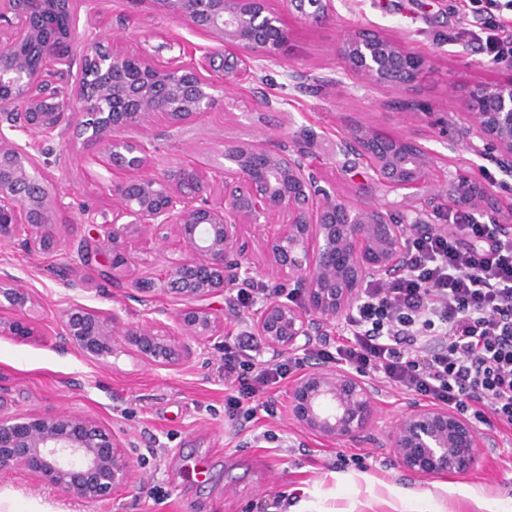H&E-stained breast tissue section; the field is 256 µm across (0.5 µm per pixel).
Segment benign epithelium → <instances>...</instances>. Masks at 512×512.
Returning <instances> with one entry per match:
<instances>
[{
    "mask_svg": "<svg viewBox=\"0 0 512 512\" xmlns=\"http://www.w3.org/2000/svg\"><path fill=\"white\" fill-rule=\"evenodd\" d=\"M150 3L166 16L187 21L216 38L221 48L201 64L162 62L146 52L118 55L92 22L79 31L82 0H39L44 18L63 14L68 29L48 41L36 70L14 64L0 69V244L29 252L88 250L53 231L56 211L67 208L97 228V244L118 281L135 265L133 238L169 229L184 254L157 276L129 281L149 317L140 324L72 304L60 317L58 336L88 362L98 363L126 346L144 364L170 368L188 362L192 343L224 335V317L206 300L231 293L256 276L280 281L293 303L268 297L251 317L256 335L279 356H292L316 336H328L371 282L402 269L408 233L422 215L449 208L496 212L488 187L459 171H443L435 184L436 153L413 136H390L368 125L347 127L329 142L336 164H358L368 180L345 199L286 139H242L224 144L223 161L155 166L149 148L153 118L165 116L182 134L212 110L217 91H230L249 73L256 57L274 59L288 42L282 12L270 0H129ZM300 20L325 25L336 19L335 0H288ZM45 36V27L0 9V56ZM81 50L80 77L65 84L73 48ZM345 70L366 83L411 86L430 67L424 54L396 39L354 27L334 48ZM511 72L503 81L475 85L459 98L467 115L448 136V147L492 151L496 165L512 174V58L499 63ZM224 75L216 84L211 73ZM103 153L113 170L112 216L87 200L64 202L62 179L47 174L39 157L46 144L70 135ZM223 190L221 202L213 199ZM404 192L407 213L396 215L389 195ZM258 229L264 262L253 261V243L243 234ZM170 295V313L155 298ZM39 302L21 279L0 271V336L41 335ZM372 380L336 367H317L293 385L289 408L299 425L336 441L363 436L376 424ZM399 463L423 477L439 478L478 467L480 449L494 440L456 411L416 405L388 433ZM23 468L67 495L95 502L132 483L134 465L112 431L97 419L67 412H0V470Z\"/></svg>",
    "mask_w": 512,
    "mask_h": 512,
    "instance_id": "7a95c632",
    "label": "benign epithelium"
}]
</instances>
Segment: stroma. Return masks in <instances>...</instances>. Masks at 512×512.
<instances>
[{
    "instance_id": "35a3bbf8",
    "label": "stroma",
    "mask_w": 512,
    "mask_h": 512,
    "mask_svg": "<svg viewBox=\"0 0 512 512\" xmlns=\"http://www.w3.org/2000/svg\"><path fill=\"white\" fill-rule=\"evenodd\" d=\"M282 10L290 35L280 55L257 62L249 80L220 95L180 137L163 134L155 118L157 168L178 160L220 156L225 142L257 136L288 138L305 148L324 180L350 196L353 173L331 163L326 144L346 126L363 123L391 135H411L443 159L490 186L501 214L512 213V176L494 161L466 149L448 150L439 124L457 112L455 93L500 81L504 72L488 63L462 33L469 20L461 0H336L335 22L301 23L286 0ZM96 19L119 54L150 50L157 59L201 62L214 39L187 21L158 13L151 5L132 9L126 0H96ZM363 25L430 57L432 72L414 87H372L347 75L333 49L347 30ZM331 77L317 87L313 76ZM276 100V110L259 105ZM45 169L63 171L67 190L112 208L113 174L104 155L81 144L55 141ZM137 270L160 274L180 257L175 237L134 242ZM20 278L37 296L46 333L27 341L0 337V403L6 411H64L96 418L122 443L135 465L132 485L109 499L85 502L44 485L22 469L0 471V494L32 497L54 512H258L260 502L287 497L304 512H512V430L485 426L497 439L482 451L480 467L465 474L425 478L404 470L383 434L417 405L415 396L385 387L376 399L378 423L371 436L345 443L296 424L288 411L292 381L275 385L277 414L246 427L224 417V339L239 321L223 296L211 304L224 315V333L195 345L190 362L154 368L125 351L103 363L87 362L55 331L63 309L80 303L96 311H118L124 321H142L137 292L113 286L103 272L98 247L88 257L28 253L0 246V269ZM273 431L276 441L262 438ZM413 497L401 501L400 492Z\"/></svg>"
}]
</instances>
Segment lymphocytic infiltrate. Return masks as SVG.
I'll list each match as a JSON object with an SVG mask.
<instances>
[{
    "mask_svg": "<svg viewBox=\"0 0 512 512\" xmlns=\"http://www.w3.org/2000/svg\"><path fill=\"white\" fill-rule=\"evenodd\" d=\"M468 42L494 61L512 56V0H462ZM405 269L370 283L341 335L291 358L264 357L248 327L224 344V415L275 416L267 394L310 362L333 364L422 400L512 429V232L464 210L414 230Z\"/></svg>",
    "mask_w": 512,
    "mask_h": 512,
    "instance_id": "1",
    "label": "lymphocytic infiltrate"
}]
</instances>
